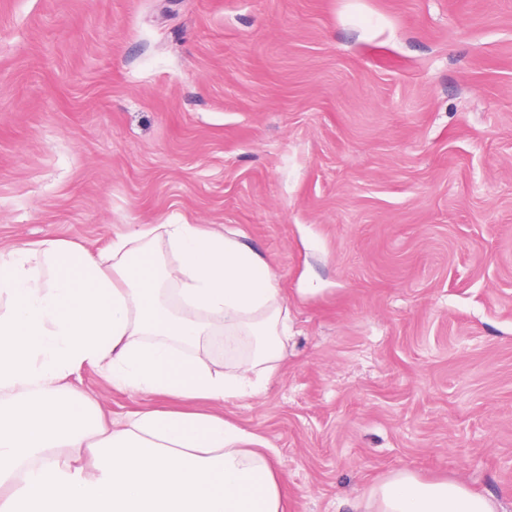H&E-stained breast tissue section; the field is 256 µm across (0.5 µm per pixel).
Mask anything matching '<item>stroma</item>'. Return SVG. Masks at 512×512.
<instances>
[{
	"label": "stroma",
	"instance_id": "stroma-1",
	"mask_svg": "<svg viewBox=\"0 0 512 512\" xmlns=\"http://www.w3.org/2000/svg\"><path fill=\"white\" fill-rule=\"evenodd\" d=\"M232 230L293 334L225 419L287 512L407 470L512 512V0H0V253ZM71 384L119 423L171 401Z\"/></svg>",
	"mask_w": 512,
	"mask_h": 512
}]
</instances>
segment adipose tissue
<instances>
[{
  "instance_id": "adipose-tissue-1",
  "label": "adipose tissue",
  "mask_w": 512,
  "mask_h": 512,
  "mask_svg": "<svg viewBox=\"0 0 512 512\" xmlns=\"http://www.w3.org/2000/svg\"><path fill=\"white\" fill-rule=\"evenodd\" d=\"M291 318L267 262L197 224L132 226L91 254L47 236L0 254V512H285L271 448L216 414L146 409L106 426L68 386L213 404L262 395ZM224 339L223 368L201 355ZM365 512H498L457 480L400 471Z\"/></svg>"
}]
</instances>
